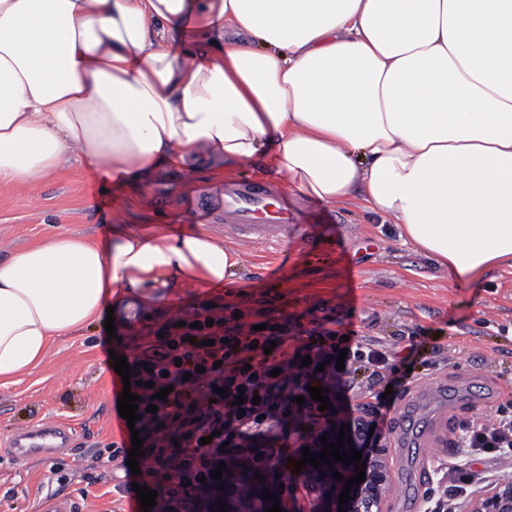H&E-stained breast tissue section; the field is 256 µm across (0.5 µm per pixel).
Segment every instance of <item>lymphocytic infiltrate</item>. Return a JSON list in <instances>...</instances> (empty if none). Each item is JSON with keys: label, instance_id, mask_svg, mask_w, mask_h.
<instances>
[{"label": "lymphocytic infiltrate", "instance_id": "1", "mask_svg": "<svg viewBox=\"0 0 512 512\" xmlns=\"http://www.w3.org/2000/svg\"><path fill=\"white\" fill-rule=\"evenodd\" d=\"M192 319L189 326H164L148 353L128 360L131 390L144 411L135 428L146 466L141 475H127L120 494L145 485L158 493L156 512H210L221 494L211 470L232 459L251 471L276 475L294 422L308 427L299 437L304 447H319L339 422L360 431L364 446L379 444L387 402L378 386L399 370L396 348L363 336L342 338L330 315L307 330L279 326L265 298L243 308L228 304L220 312L206 307ZM339 348L347 352L341 371L329 361ZM307 356L308 367L302 364ZM362 370L369 373L363 386L356 381ZM313 386L325 388L331 409L320 410L310 399ZM162 388L166 399L152 401L154 390ZM220 388L226 396H217ZM355 394L370 399L366 415L354 416ZM239 396L244 403L238 407ZM152 404L157 413H149ZM460 430L457 445L467 454L512 458L511 404L500 405L493 419L464 422Z\"/></svg>", "mask_w": 512, "mask_h": 512}]
</instances>
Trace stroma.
I'll return each mask as SVG.
<instances>
[{
  "instance_id": "1",
  "label": "stroma",
  "mask_w": 512,
  "mask_h": 512,
  "mask_svg": "<svg viewBox=\"0 0 512 512\" xmlns=\"http://www.w3.org/2000/svg\"><path fill=\"white\" fill-rule=\"evenodd\" d=\"M223 187L205 168L190 179L161 172L144 192L105 187L74 161L34 186L0 183L1 259L62 232L100 238L113 224H169L177 231L192 224L242 253L223 285L178 282L179 308L137 316L111 335L94 319L55 340L37 369L0 384V512H45L53 497L71 499L80 512H142L114 490L125 480L120 462L106 468L104 480H85L97 471L94 443L126 437L113 407L120 384L110 354L142 353L155 331L205 306L247 307L266 297L276 316L305 325L330 308L344 329L403 348L412 371L386 411L391 488L384 512H425L436 465L450 459L457 426L494 416L512 400L511 266L488 269L476 288L453 284L447 269L362 201L326 203L294 190L289 196L310 229L285 243L242 247L225 237L207 201ZM44 422L72 431L74 447L46 458L16 456L11 438ZM56 462L65 464L68 482L52 474Z\"/></svg>"
}]
</instances>
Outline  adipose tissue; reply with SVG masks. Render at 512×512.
Wrapping results in <instances>:
<instances>
[{"instance_id":"adipose-tissue-1","label":"adipose tissue","mask_w":512,"mask_h":512,"mask_svg":"<svg viewBox=\"0 0 512 512\" xmlns=\"http://www.w3.org/2000/svg\"><path fill=\"white\" fill-rule=\"evenodd\" d=\"M269 157L362 197L455 284L512 262V0H0V182L75 159L101 181ZM241 263L164 224L56 234L0 260V381L107 307Z\"/></svg>"}]
</instances>
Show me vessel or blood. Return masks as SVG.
<instances>
[{"mask_svg": "<svg viewBox=\"0 0 512 512\" xmlns=\"http://www.w3.org/2000/svg\"><path fill=\"white\" fill-rule=\"evenodd\" d=\"M213 206L224 219L225 236L243 244H276L295 236L302 226L288 207L282 185L252 180L228 181ZM74 444V435L55 424H41L19 432L11 441L21 456L43 454Z\"/></svg>", "mask_w": 512, "mask_h": 512, "instance_id": "obj_1", "label": "vessel or blood"}]
</instances>
